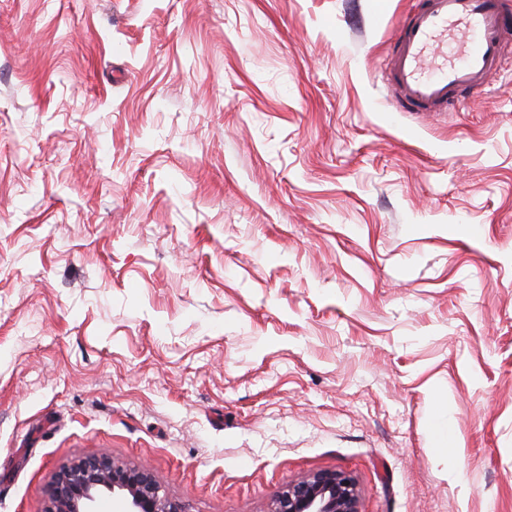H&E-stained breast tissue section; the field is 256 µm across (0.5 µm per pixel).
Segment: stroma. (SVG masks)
Returning a JSON list of instances; mask_svg holds the SVG:
<instances>
[{
  "instance_id": "obj_1",
  "label": "stroma",
  "mask_w": 512,
  "mask_h": 512,
  "mask_svg": "<svg viewBox=\"0 0 512 512\" xmlns=\"http://www.w3.org/2000/svg\"><path fill=\"white\" fill-rule=\"evenodd\" d=\"M415 3L0 0V512H512V79L398 111ZM110 495L124 499V512H187L163 491L150 467L104 456L83 457L62 469L45 512H99L98 502ZM357 489L344 472H320L301 478L277 496L271 512H357Z\"/></svg>"
}]
</instances>
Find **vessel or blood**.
I'll list each match as a JSON object with an SVG mask.
<instances>
[{
    "instance_id": "vessel-or-blood-1",
    "label": "vessel or blood",
    "mask_w": 512,
    "mask_h": 512,
    "mask_svg": "<svg viewBox=\"0 0 512 512\" xmlns=\"http://www.w3.org/2000/svg\"><path fill=\"white\" fill-rule=\"evenodd\" d=\"M459 52L442 60L446 43ZM512 15L502 0H422L398 26L389 68L397 104L415 112L448 110L502 75Z\"/></svg>"
}]
</instances>
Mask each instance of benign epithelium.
<instances>
[{"label": "benign epithelium", "mask_w": 512, "mask_h": 512, "mask_svg": "<svg viewBox=\"0 0 512 512\" xmlns=\"http://www.w3.org/2000/svg\"><path fill=\"white\" fill-rule=\"evenodd\" d=\"M119 496L125 512H186L155 480L150 467L119 464L104 456L83 457L62 469L45 512H98V502ZM357 489L344 472L301 478L277 496L271 512H357Z\"/></svg>", "instance_id": "1"}]
</instances>
